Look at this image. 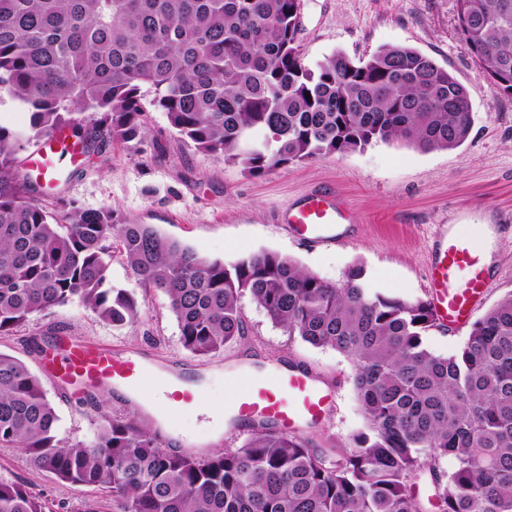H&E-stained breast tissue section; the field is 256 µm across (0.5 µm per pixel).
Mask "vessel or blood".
<instances>
[{"label":"vessel or blood","mask_w":512,"mask_h":512,"mask_svg":"<svg viewBox=\"0 0 512 512\" xmlns=\"http://www.w3.org/2000/svg\"><path fill=\"white\" fill-rule=\"evenodd\" d=\"M63 152L71 160L79 158L76 144L61 136L41 140L32 154V167L38 177L52 180L55 160ZM349 221V209L335 192L327 190L304 195L282 217L288 234L312 245L347 241L344 226ZM462 271L467 274L463 281L458 278ZM490 282L491 275L476 240L460 233L440 241L431 265V285L440 291L439 298L433 301L439 320L452 327H466ZM43 365L53 376L88 387L138 389L156 377L150 363L139 357H121L85 342L53 350L44 356ZM332 400V393L319 386L309 371L275 368L257 376L248 391L230 396L225 408L240 423L265 420L291 431L321 422Z\"/></svg>","instance_id":"obj_1"}]
</instances>
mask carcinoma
I'll return each instance as SVG.
<instances>
[{
  "mask_svg": "<svg viewBox=\"0 0 512 512\" xmlns=\"http://www.w3.org/2000/svg\"><path fill=\"white\" fill-rule=\"evenodd\" d=\"M296 0H0V96L30 111L27 140L68 131L146 134V106L193 147L262 177L294 162L403 140L420 150L467 139V89L418 50L385 46L355 63L310 67L294 43ZM480 71L512 96V0H457ZM0 126V335L79 303L114 327L135 324L164 294L182 348L206 357L247 332L249 295L271 323L355 367L366 429L348 448H318L271 422L237 448L197 457L168 448L134 417L94 422L85 441L58 437L40 377L0 352V448L69 487L95 486L119 512H512V295L441 356L427 300L369 287L355 266L336 284L260 251L232 262L199 256L152 224L110 207L48 209ZM119 252L142 294L110 284ZM454 457L442 479L438 461ZM0 512H54L20 478H0Z\"/></svg>",
  "mask_w": 512,
  "mask_h": 512,
  "instance_id": "cac0c4a2",
  "label": "carcinoma"
}]
</instances>
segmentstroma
Returning a JSON list of instances; mask_svg holds the SVG:
<instances>
[{"label": "stroma", "mask_w": 512, "mask_h": 512, "mask_svg": "<svg viewBox=\"0 0 512 512\" xmlns=\"http://www.w3.org/2000/svg\"><path fill=\"white\" fill-rule=\"evenodd\" d=\"M296 44L306 64L341 52L357 60L386 45L416 48L448 69L472 103L470 134L453 150L420 151L401 142H378L364 150L324 156L256 178L237 164L203 154L183 141L165 113L148 109L146 138L136 144L107 139L91 158L66 164L52 184L47 205L73 201L86 210L112 207L123 216L155 225L199 255L230 260L263 250L294 259L331 281L361 266L368 286L391 296L430 299L431 248L448 225L490 228L491 275L495 285L473 311L483 314L512 294V99L497 94L479 71L459 29L455 0H301ZM330 188L356 217L349 242L313 246L289 237L281 214L306 193ZM248 334L206 358L187 353L164 295L149 297L140 321L117 328L78 304L54 308L0 336V351L24 360L41 374L60 417L59 436L87 439L99 413L131 414L159 433L169 447L205 456L234 448L248 435L244 425L225 424L210 435L195 411L169 420L156 408L120 390L99 389L100 407L86 394L44 374L40 348L53 344L58 329L120 353L150 359L154 369L188 380L222 373L203 402H224V378L246 389L260 373L287 363L310 370L330 390L333 402L322 423L301 427L317 444L349 447L366 426L352 363L331 348H316L273 326L250 297L241 300ZM0 477L26 480L33 492L75 506L98 499L95 487L72 488L33 472L20 448H0Z\"/></svg>", "instance_id": "obj_1"}]
</instances>
